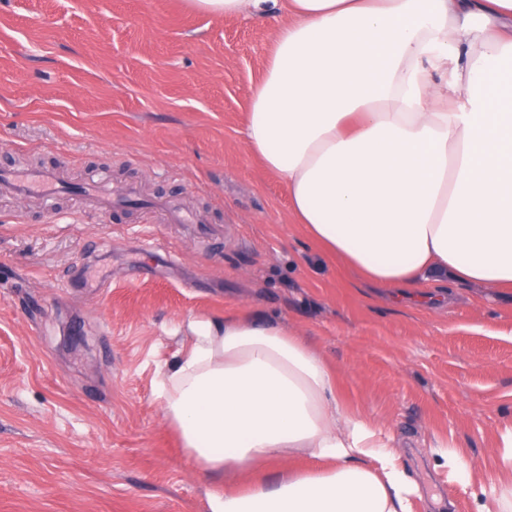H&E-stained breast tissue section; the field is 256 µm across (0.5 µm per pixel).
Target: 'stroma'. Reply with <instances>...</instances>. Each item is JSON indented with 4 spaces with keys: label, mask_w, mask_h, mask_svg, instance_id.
Instances as JSON below:
<instances>
[{
    "label": "stroma",
    "mask_w": 512,
    "mask_h": 512,
    "mask_svg": "<svg viewBox=\"0 0 512 512\" xmlns=\"http://www.w3.org/2000/svg\"><path fill=\"white\" fill-rule=\"evenodd\" d=\"M276 27L182 0H0V171L76 188L0 194V512H209L155 388L188 318L239 312L298 325L340 370L401 448L413 512H512V296L355 288L291 223L243 136ZM99 180L157 203L100 213L77 191Z\"/></svg>",
    "instance_id": "1"
}]
</instances>
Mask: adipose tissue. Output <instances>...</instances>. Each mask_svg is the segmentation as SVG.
I'll return each instance as SVG.
<instances>
[{"mask_svg":"<svg viewBox=\"0 0 512 512\" xmlns=\"http://www.w3.org/2000/svg\"><path fill=\"white\" fill-rule=\"evenodd\" d=\"M285 20L243 135L288 215L357 284L512 293V0H183ZM163 418L210 512H411L397 449L300 327L188 319ZM282 463L276 487L261 466Z\"/></svg>","mask_w":512,"mask_h":512,"instance_id":"ef3b65f1","label":"adipose tissue"}]
</instances>
